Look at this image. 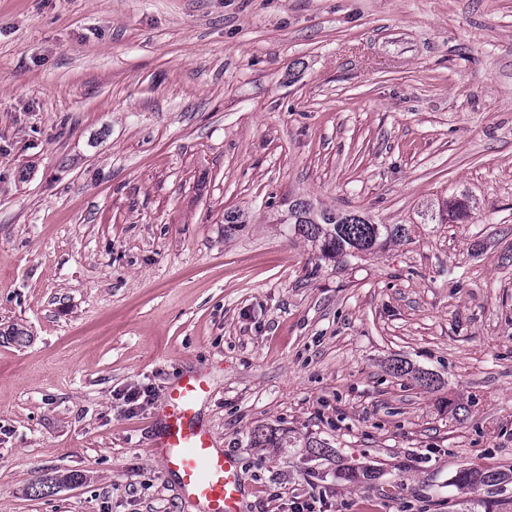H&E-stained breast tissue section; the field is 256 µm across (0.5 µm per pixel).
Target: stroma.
<instances>
[{
	"label": "stroma",
	"instance_id": "obj_1",
	"mask_svg": "<svg viewBox=\"0 0 512 512\" xmlns=\"http://www.w3.org/2000/svg\"><path fill=\"white\" fill-rule=\"evenodd\" d=\"M302 200L405 235L322 257ZM16 325L0 512H198L150 452L192 371L242 512H512L454 482L512 471V0H0ZM279 428L266 427L258 428L251 432V442L257 448H283L284 442L287 443L286 436L279 435ZM504 473L477 469L474 467L462 468L456 474V483L465 487L495 486L505 481Z\"/></svg>",
	"mask_w": 512,
	"mask_h": 512
}]
</instances>
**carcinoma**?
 I'll return each mask as SVG.
<instances>
[{
  "mask_svg": "<svg viewBox=\"0 0 512 512\" xmlns=\"http://www.w3.org/2000/svg\"><path fill=\"white\" fill-rule=\"evenodd\" d=\"M469 205L460 199H448L442 203L439 217L443 221H459L468 216ZM294 233L318 246L328 258L353 256L358 252L371 251L389 239L405 233L396 224H374L355 212L316 210L306 201L288 206V219ZM257 448H281L286 438L273 427L258 428L250 434ZM506 475L496 471L462 468L456 474V483L465 487L495 486L505 481ZM78 477L71 474L58 475L35 486L34 493L45 495L61 484L75 483Z\"/></svg>",
  "mask_w": 512,
  "mask_h": 512,
  "instance_id": "1",
  "label": "carcinoma"
}]
</instances>
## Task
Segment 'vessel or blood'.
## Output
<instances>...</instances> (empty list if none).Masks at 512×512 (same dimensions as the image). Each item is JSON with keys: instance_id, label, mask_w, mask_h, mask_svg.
I'll list each match as a JSON object with an SVG mask.
<instances>
[{"instance_id": "1", "label": "vessel or blood", "mask_w": 512, "mask_h": 512, "mask_svg": "<svg viewBox=\"0 0 512 512\" xmlns=\"http://www.w3.org/2000/svg\"><path fill=\"white\" fill-rule=\"evenodd\" d=\"M210 391L206 374L179 377L160 406L163 425L151 452L174 477L179 496L200 512H241L244 484L236 457L219 451L199 420V407Z\"/></svg>"}]
</instances>
